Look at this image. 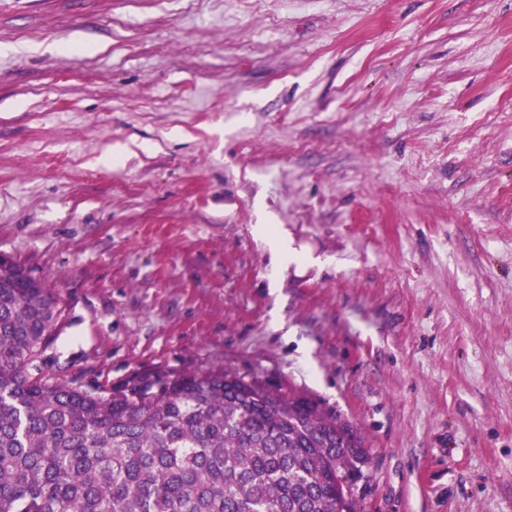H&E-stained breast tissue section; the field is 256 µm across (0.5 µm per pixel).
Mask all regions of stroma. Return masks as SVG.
Masks as SVG:
<instances>
[{
	"instance_id": "obj_1",
	"label": "stroma",
	"mask_w": 512,
	"mask_h": 512,
	"mask_svg": "<svg viewBox=\"0 0 512 512\" xmlns=\"http://www.w3.org/2000/svg\"><path fill=\"white\" fill-rule=\"evenodd\" d=\"M0 253L55 381L255 373L361 512H512V0H0Z\"/></svg>"
}]
</instances>
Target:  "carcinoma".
Returning a JSON list of instances; mask_svg holds the SVG:
<instances>
[{
  "instance_id": "cac0c4a2",
  "label": "carcinoma",
  "mask_w": 512,
  "mask_h": 512,
  "mask_svg": "<svg viewBox=\"0 0 512 512\" xmlns=\"http://www.w3.org/2000/svg\"><path fill=\"white\" fill-rule=\"evenodd\" d=\"M63 311L0 264V512H337L367 459L340 416L229 368L139 371L111 388L55 382Z\"/></svg>"
}]
</instances>
